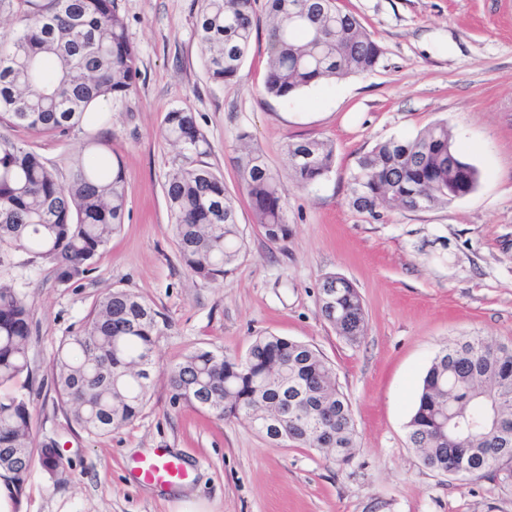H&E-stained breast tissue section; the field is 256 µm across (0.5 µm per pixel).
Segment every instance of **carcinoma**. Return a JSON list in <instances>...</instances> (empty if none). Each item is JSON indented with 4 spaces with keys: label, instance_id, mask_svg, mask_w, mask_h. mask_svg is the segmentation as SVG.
Masks as SVG:
<instances>
[{
    "label": "carcinoma",
    "instance_id": "obj_1",
    "mask_svg": "<svg viewBox=\"0 0 512 512\" xmlns=\"http://www.w3.org/2000/svg\"><path fill=\"white\" fill-rule=\"evenodd\" d=\"M196 33L208 79L237 78L253 40L254 0H197ZM14 27L0 36V126H22L59 138L95 126V103L124 101L139 76L138 53L116 0H19ZM266 92L288 98L326 79L373 70L382 50L337 0H267ZM161 137L186 158L208 154L209 142L191 112L167 113ZM288 175L306 188L334 164L324 140L286 145ZM239 173L256 223L271 242L288 239L282 175L255 149L239 157ZM479 172L439 121L413 138L376 143L356 160L351 204L372 216L381 210L441 206L471 194ZM164 194L172 232L187 271L224 279L245 247L233 198L210 166H181L167 174ZM126 213L121 161L92 153L60 180L29 146L0 131V251H22L55 267L60 283L85 278ZM329 299L321 316L347 341L366 329L357 288L335 273L322 278ZM32 309L27 296L0 281V478L22 493L34 456L59 479L66 467L52 440L30 433V401L15 389L28 369ZM161 313L145 297L108 292L53 359L61 404L90 435L136 420L148 405L153 351ZM166 383L183 401L224 421L245 419L268 436L283 402V443L316 448L348 465L358 447L349 399L331 364L310 344L272 333L255 337L243 357L197 348L173 366ZM408 438L436 471L464 465L472 479L493 469L512 485V345L463 336L441 349L422 381Z\"/></svg>",
    "mask_w": 512,
    "mask_h": 512
}]
</instances>
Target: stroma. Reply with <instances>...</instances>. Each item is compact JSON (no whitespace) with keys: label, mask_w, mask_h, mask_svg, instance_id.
I'll list each match as a JSON object with an SVG mask.
<instances>
[{"label":"stroma","mask_w":512,"mask_h":512,"mask_svg":"<svg viewBox=\"0 0 512 512\" xmlns=\"http://www.w3.org/2000/svg\"><path fill=\"white\" fill-rule=\"evenodd\" d=\"M139 53L140 77L105 107L92 131L56 138L25 127L10 136L68 172L89 136L121 159L125 223L86 278L60 283L52 265L0 255V277L32 307L28 351L30 429L53 440L67 468L58 479L33 465L15 512H512V487L433 471L407 441L422 378L441 348L461 336L512 341V0H338L373 35V71L328 80L288 99L264 88L270 18L256 0L252 50L236 81L212 83L194 33L196 0H117ZM194 114L210 144L206 165L234 198L246 247L223 281L191 276L177 252L164 196L183 165L160 128L167 112ZM447 121L464 159L480 173L474 192L445 206L373 217L350 204L357 157L376 142L413 137ZM247 133L267 163L287 171L286 145L317 139L335 160L321 181L284 180L287 240L268 241L238 171ZM358 288L368 326L352 344L323 319L321 279ZM122 288L161 312L158 371L141 417L112 433L87 434L61 406L52 361L99 300ZM273 333L316 347L348 397L359 446L346 466L322 452L269 442L247 421L225 422L173 403L162 376L197 347L244 356ZM184 462L187 480L140 481L136 464L157 449Z\"/></svg>","instance_id":"1"}]
</instances>
